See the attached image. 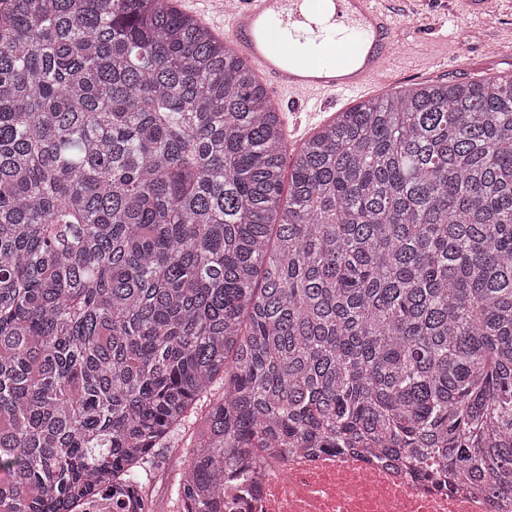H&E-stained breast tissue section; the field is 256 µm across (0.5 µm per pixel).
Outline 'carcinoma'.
<instances>
[{"mask_svg": "<svg viewBox=\"0 0 512 512\" xmlns=\"http://www.w3.org/2000/svg\"><path fill=\"white\" fill-rule=\"evenodd\" d=\"M285 154L174 0H0V512L139 485L201 399L185 512L228 452L358 437L512 497V75Z\"/></svg>", "mask_w": 512, "mask_h": 512, "instance_id": "carcinoma-1", "label": "carcinoma"}]
</instances>
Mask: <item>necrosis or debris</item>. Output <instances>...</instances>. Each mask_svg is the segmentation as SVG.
<instances>
[{"label":"necrosis or debris","instance_id":"1","mask_svg":"<svg viewBox=\"0 0 512 512\" xmlns=\"http://www.w3.org/2000/svg\"><path fill=\"white\" fill-rule=\"evenodd\" d=\"M260 471L233 460L224 487L226 512H512V503L493 501L467 483L442 490L396 463L363 454L312 450L284 455L257 448ZM149 500L139 487L81 499L71 512H146Z\"/></svg>","mask_w":512,"mask_h":512}]
</instances>
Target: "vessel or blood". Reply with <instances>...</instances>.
<instances>
[{"label":"vessel or blood","instance_id":"vessel-or-blood-1","mask_svg":"<svg viewBox=\"0 0 512 512\" xmlns=\"http://www.w3.org/2000/svg\"><path fill=\"white\" fill-rule=\"evenodd\" d=\"M224 42L252 62L293 140L328 108L366 93L388 72L408 0H192Z\"/></svg>","mask_w":512,"mask_h":512}]
</instances>
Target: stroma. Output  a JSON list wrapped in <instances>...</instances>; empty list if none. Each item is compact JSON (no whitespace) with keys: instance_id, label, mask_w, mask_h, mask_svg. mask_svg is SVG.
Masks as SVG:
<instances>
[{"instance_id":"stroma-1","label":"stroma","mask_w":512,"mask_h":512,"mask_svg":"<svg viewBox=\"0 0 512 512\" xmlns=\"http://www.w3.org/2000/svg\"><path fill=\"white\" fill-rule=\"evenodd\" d=\"M402 23L408 32L400 65L380 84L379 95L425 80L478 81L512 73V0H498L496 10L481 18L464 14L457 0L445 9L438 0H415ZM206 411V403H199L147 463L144 490L153 512H180L178 469Z\"/></svg>"}]
</instances>
